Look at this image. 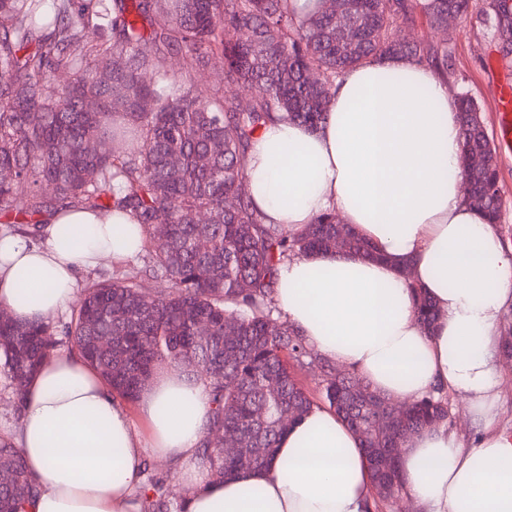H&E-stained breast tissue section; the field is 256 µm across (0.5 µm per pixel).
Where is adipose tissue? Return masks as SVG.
<instances>
[{
	"instance_id": "adipose-tissue-1",
	"label": "adipose tissue",
	"mask_w": 512,
	"mask_h": 512,
	"mask_svg": "<svg viewBox=\"0 0 512 512\" xmlns=\"http://www.w3.org/2000/svg\"><path fill=\"white\" fill-rule=\"evenodd\" d=\"M457 104L425 66L397 55L337 78L325 123L267 126L247 154V191L267 223L300 230L338 215L381 257L295 256L273 303L305 343L373 389L407 403L439 386L460 396L478 436L447 425L404 444L407 497L420 512H512V434L492 428L500 325L512 305V246L464 196ZM144 231L129 214L56 212L44 240L0 237V305L47 320L76 297L83 271L134 258ZM416 283L439 312L419 321ZM138 403L149 432L79 356L60 354L30 381L16 441L41 493L29 512H142L145 455L180 463L183 512H371L359 437L316 407L267 464L230 479L202 466L209 397L179 370L158 371Z\"/></svg>"
}]
</instances>
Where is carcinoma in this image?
Returning <instances> with one entry per match:
<instances>
[{
  "label": "carcinoma",
  "instance_id": "1",
  "mask_svg": "<svg viewBox=\"0 0 512 512\" xmlns=\"http://www.w3.org/2000/svg\"><path fill=\"white\" fill-rule=\"evenodd\" d=\"M0 0V216L39 233L44 215L71 207L131 213L145 232L143 250L170 287L145 306L136 277L92 281L63 327L71 349L128 401L162 366L192 371L210 398L200 442L202 462L224 479L259 467L276 453L293 420L313 400L288 367L307 349L298 333L273 317L279 269L297 254L336 250V215L317 217L297 232L265 223L244 191V158L264 127L282 121L309 129L324 123L331 88L349 68L382 55H400L448 75V47L392 36L414 6L430 25L448 13L470 15L479 0H350V33L323 7L292 0ZM501 34L512 29V0H490ZM224 57L205 95L190 73L209 57ZM110 73L103 83L99 68ZM68 74L60 86L52 74ZM317 72L321 78L310 80ZM87 100L96 102L91 112ZM464 176L471 201L493 224L502 195L497 166L474 167L473 157L493 156L480 107L457 98ZM138 138L141 150L128 151ZM110 143L99 154L90 144ZM232 198V208L224 207ZM346 251L378 253L351 233ZM414 309L427 328L437 313L422 294ZM237 322L235 341L224 340V319ZM207 326V339L198 326ZM46 322L0 319V376L24 411L29 378L54 355L57 341ZM112 338L101 354L100 337ZM323 399L362 440L376 501L403 490L400 464L387 471L375 460L396 444L448 420V401L434 388L394 418L363 378L347 373L326 380ZM241 437L251 452L220 449L212 431ZM39 488L21 449L0 438V512H28ZM181 500L165 480L147 473L143 512H160Z\"/></svg>",
  "mask_w": 512,
  "mask_h": 512
}]
</instances>
